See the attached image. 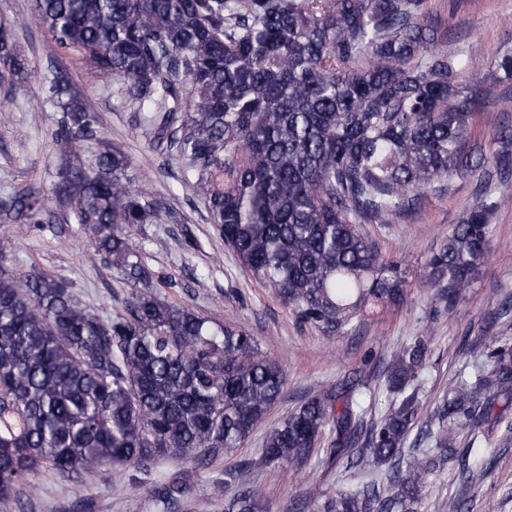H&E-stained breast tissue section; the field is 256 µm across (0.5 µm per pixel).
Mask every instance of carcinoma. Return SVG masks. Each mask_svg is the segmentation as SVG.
I'll use <instances>...</instances> for the list:
<instances>
[{
	"mask_svg": "<svg viewBox=\"0 0 512 512\" xmlns=\"http://www.w3.org/2000/svg\"><path fill=\"white\" fill-rule=\"evenodd\" d=\"M55 42L83 53L136 106L156 147L185 161V181L234 257L305 323L327 335L404 296L398 265L363 232L415 210L450 174L473 176L483 149L471 122L485 99L473 50L450 49L424 23L427 0H36ZM0 60L22 68L8 35ZM512 109V51L497 63ZM64 112L67 149L57 187L93 255L135 292L104 318L68 285L16 274L0 240V512H26L41 494L34 475L121 473L171 509L182 485L144 479L148 465L205 464L242 448L278 401L282 366L244 326L217 324L158 296L131 232L159 211L132 186L118 149L88 156V110L65 70L49 81ZM496 167L512 166V135L493 136ZM512 203L481 196L427 262L421 287L452 308L487 254L490 220ZM38 189L0 200L22 224L50 220ZM423 340L406 347L391 388L415 379ZM356 383L317 392L266 434L262 448L224 472L213 497L224 512H266L250 475L310 457L335 435L327 463L385 467V482L304 503L314 512H416L426 476L457 458L458 430L488 422L493 398L512 394V346L470 379L448 386L429 430L433 447L406 452L417 416L411 392L391 402L355 454L364 409ZM234 485L237 490L228 491Z\"/></svg>",
	"mask_w": 512,
	"mask_h": 512,
	"instance_id": "obj_1",
	"label": "carcinoma"
}]
</instances>
